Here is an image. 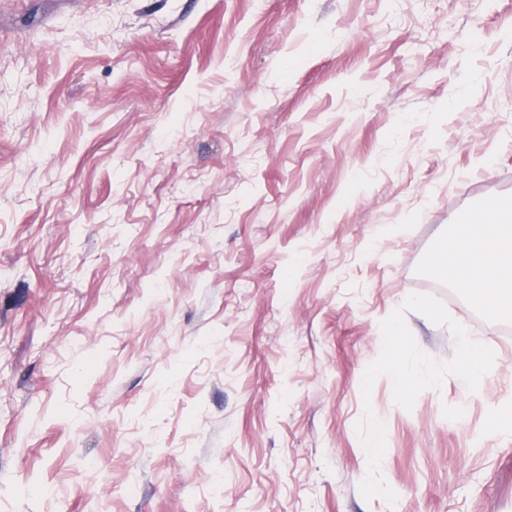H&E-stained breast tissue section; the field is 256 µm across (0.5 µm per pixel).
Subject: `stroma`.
Returning <instances> with one entry per match:
<instances>
[{
	"label": "stroma",
	"instance_id": "obj_1",
	"mask_svg": "<svg viewBox=\"0 0 512 512\" xmlns=\"http://www.w3.org/2000/svg\"><path fill=\"white\" fill-rule=\"evenodd\" d=\"M491 202L512 0H0V512H512ZM452 266L463 287L492 307L512 303V229L506 224L475 222ZM481 351V345L467 342L462 359V367L468 375L472 387L476 390L481 389L485 375L483 363L478 357Z\"/></svg>",
	"mask_w": 512,
	"mask_h": 512
}]
</instances>
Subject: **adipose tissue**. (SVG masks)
<instances>
[{"mask_svg": "<svg viewBox=\"0 0 512 512\" xmlns=\"http://www.w3.org/2000/svg\"><path fill=\"white\" fill-rule=\"evenodd\" d=\"M445 239L460 242L455 259L436 255L440 272L455 270L463 287L475 291L489 305L512 302V226L506 224L472 225L463 231L457 224L444 228Z\"/></svg>", "mask_w": 512, "mask_h": 512, "instance_id": "1", "label": "adipose tissue"}]
</instances>
